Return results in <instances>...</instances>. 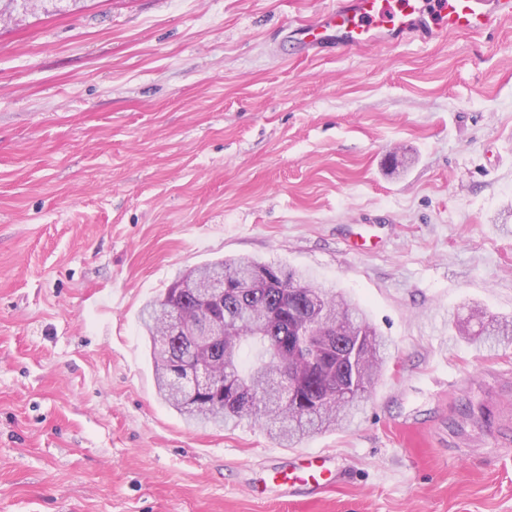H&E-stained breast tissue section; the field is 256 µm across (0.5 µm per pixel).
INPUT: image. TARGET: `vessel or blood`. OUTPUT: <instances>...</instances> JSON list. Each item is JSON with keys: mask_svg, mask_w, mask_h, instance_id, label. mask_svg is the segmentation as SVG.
<instances>
[{"mask_svg": "<svg viewBox=\"0 0 512 512\" xmlns=\"http://www.w3.org/2000/svg\"><path fill=\"white\" fill-rule=\"evenodd\" d=\"M512 16V0H332L316 20L298 24L296 46L303 55L389 48L410 40L428 42L449 32L491 33ZM329 458L295 453L288 465L272 464V482L283 493L310 497L333 486Z\"/></svg>", "mask_w": 512, "mask_h": 512, "instance_id": "b4317fda", "label": "vessel or blood"}]
</instances>
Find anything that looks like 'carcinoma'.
I'll return each instance as SVG.
<instances>
[{"label": "carcinoma", "instance_id": "carcinoma-1", "mask_svg": "<svg viewBox=\"0 0 512 512\" xmlns=\"http://www.w3.org/2000/svg\"><path fill=\"white\" fill-rule=\"evenodd\" d=\"M224 271V337L210 351V365L222 373L224 395L208 391L193 402L167 388L168 364L186 363L195 358V337L165 335L164 317L172 289L146 302L140 311V324L151 343L155 381L159 396L181 416L200 425H235L245 417L263 424L272 437L292 446L315 434L351 426L360 410L364 393L375 383L385 363L389 341L373 328L365 309L341 291L317 284L308 274L266 262L225 259L190 267L179 278H198L211 267ZM249 275L261 280L258 288L241 287ZM322 298L326 307L325 324L339 326L333 349L327 352L328 368L336 381L347 386L348 395L326 398L321 371H306L301 385L286 401L267 398L263 384L288 367L309 365L308 338L298 334L306 324L310 296ZM177 303L190 322L200 321L191 289L181 292ZM472 315L485 326L482 344L512 341V319H500L476 307ZM364 327L356 379L345 378L349 333ZM254 350L249 361L242 359L244 347ZM252 392L251 403L237 405L234 394Z\"/></svg>", "mask_w": 512, "mask_h": 512}]
</instances>
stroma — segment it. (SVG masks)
<instances>
[{
    "mask_svg": "<svg viewBox=\"0 0 512 512\" xmlns=\"http://www.w3.org/2000/svg\"><path fill=\"white\" fill-rule=\"evenodd\" d=\"M330 0H0V512H512V18L299 59ZM365 254L350 253V241ZM308 271L391 343L292 449L160 401L138 314L187 267ZM323 451L314 498L264 485ZM471 314V317H477L478 323L485 328L486 335L482 340V345L500 344L506 340L512 341V319H500L493 315H487V312L479 307L474 308ZM485 324H487L486 327Z\"/></svg>",
    "mask_w": 512,
    "mask_h": 512,
    "instance_id": "stroma-1",
    "label": "stroma"
}]
</instances>
